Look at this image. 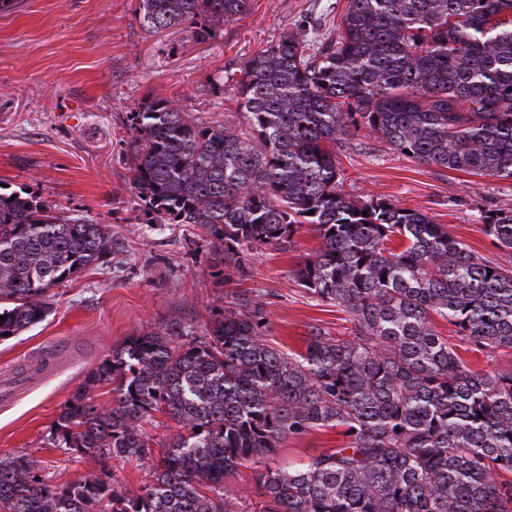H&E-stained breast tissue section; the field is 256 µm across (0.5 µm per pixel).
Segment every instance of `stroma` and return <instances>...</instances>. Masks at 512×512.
I'll return each instance as SVG.
<instances>
[{"mask_svg": "<svg viewBox=\"0 0 512 512\" xmlns=\"http://www.w3.org/2000/svg\"><path fill=\"white\" fill-rule=\"evenodd\" d=\"M347 0H254L251 14L201 41L190 25L146 28L139 0H15L0 10V185L28 189L58 214L108 225L112 260L49 289L51 313L0 341V459L29 455L47 481L70 483L90 462L59 448L52 425L85 373L128 337L173 322L188 340L228 296L263 301L267 340L304 350L312 331L336 335L345 313L309 298L292 272L319 241L250 252L226 276L211 237L192 224H149L128 180V117L147 99L194 119L242 128L243 62L302 23L329 32ZM344 188L426 213L474 252L512 264L482 231L491 208L512 209V179L414 162L366 131L338 151Z\"/></svg>", "mask_w": 512, "mask_h": 512, "instance_id": "stroma-1", "label": "stroma"}]
</instances>
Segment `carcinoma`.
<instances>
[{
    "label": "carcinoma",
    "mask_w": 512,
    "mask_h": 512,
    "mask_svg": "<svg viewBox=\"0 0 512 512\" xmlns=\"http://www.w3.org/2000/svg\"><path fill=\"white\" fill-rule=\"evenodd\" d=\"M253 2L140 11L149 29L190 23L206 40ZM237 87L242 131L169 100L131 113L137 203L149 224L210 233L236 272L246 251L290 247L309 225L319 248L293 279L350 331L286 352L265 338L263 302L237 296L197 343L177 342L178 325L129 337L51 431L94 470L55 485L27 455L0 459V512H246L242 468L253 512H512V371H474L458 352L512 350V269L419 211L349 194L336 161L365 129L415 162L512 179V0H348L335 36L284 34ZM482 232L512 252L511 211L485 213ZM111 256L105 225L0 193V341L49 316V288ZM157 412L177 426L159 451L144 429ZM328 429L343 443L282 459L286 442ZM114 459L148 471L138 490L117 485Z\"/></svg>",
    "instance_id": "carcinoma-1"
}]
</instances>
